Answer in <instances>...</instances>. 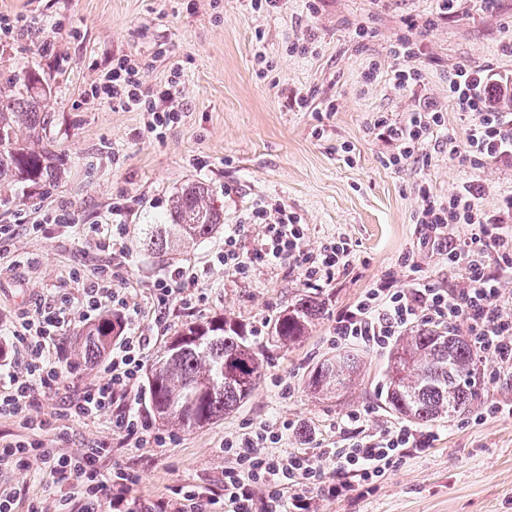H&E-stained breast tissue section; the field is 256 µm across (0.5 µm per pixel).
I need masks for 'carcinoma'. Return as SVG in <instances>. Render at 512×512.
<instances>
[{
	"label": "carcinoma",
	"instance_id": "carcinoma-1",
	"mask_svg": "<svg viewBox=\"0 0 512 512\" xmlns=\"http://www.w3.org/2000/svg\"><path fill=\"white\" fill-rule=\"evenodd\" d=\"M40 80L29 72L0 90V187L19 194L28 183L55 178L44 145L51 121L45 111ZM224 223V210L213 190L191 182L170 199L150 244L165 253L171 244L185 246L213 237ZM321 303L306 295L282 310L269 324V335L286 346L300 340L321 316ZM116 334L104 316L82 330L78 355L89 362L106 352ZM476 354L468 339L448 329L419 327L400 338L385 375L386 405L416 424L444 421L471 408L478 399ZM358 355L345 351L316 365L309 387L342 390L360 370ZM263 360L239 321L219 315L190 322L157 356L147 380L154 413L178 427L202 428L236 410L257 389Z\"/></svg>",
	"mask_w": 512,
	"mask_h": 512
}]
</instances>
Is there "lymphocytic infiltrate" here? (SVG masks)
Segmentation results:
<instances>
[{
    "instance_id": "lymphocytic-infiltrate-1",
    "label": "lymphocytic infiltrate",
    "mask_w": 512,
    "mask_h": 512,
    "mask_svg": "<svg viewBox=\"0 0 512 512\" xmlns=\"http://www.w3.org/2000/svg\"><path fill=\"white\" fill-rule=\"evenodd\" d=\"M142 85L138 65L119 57L91 85L89 94L149 113L150 129L173 122L179 112L173 92L147 94ZM511 86L508 79L495 78L489 65L461 63L449 73L448 103L467 117L468 124L464 139L451 135L440 141L461 166L476 171L487 162L512 159V112L493 96L494 89ZM446 123L444 110L429 104L400 120L377 114L373 130L395 147L384 165L401 172L427 163L428 146L439 139ZM483 192L473 180L445 200L429 188L418 190L422 242L439 248L449 267L463 271V287L450 290L427 277L417 278L409 288L377 283L337 315V343L357 341L383 348L419 323L435 328L462 325L476 353L490 355V378L512 377V317L502 312L503 305L512 302V293L501 287L502 277L512 275V233L499 216L481 208ZM461 225L468 235L458 239L454 229ZM257 229L262 232L259 249L243 252V241ZM492 251L500 267L496 273L488 263ZM350 256L351 246L344 240L325 243L315 255H306L303 227L294 216L284 212L272 220L266 210L257 208L225 237L221 259L225 268L243 278L254 262L272 260L301 268L306 280L312 281L347 267ZM121 282L119 274L98 270L80 297L46 300L0 323V418L35 428L31 409L41 398L64 388L66 376L79 370L77 364L64 360L65 331L73 320L91 321L108 310L122 335L106 360L103 380L85 386L68 403L65 415L76 421L105 422L134 448L157 441L153 420L142 411L135 393L151 339L132 332L135 311ZM360 420V415H349L339 427L340 441L332 448L317 444L303 450L281 448L283 437L294 428L287 421L259 425L226 442L230 463L224 468V492L219 496L178 485L168 496L134 501L135 470L127 466L101 470L102 459L112 452L106 442L70 456L60 453L53 442L15 439L0 445V470L22 475L36 460L58 483L73 485L72 495L59 499L54 512H99L103 506L108 512H318L320 500L347 496L358 487L372 488L409 449H424L431 438L429 431L401 423L369 433L360 427Z\"/></svg>"
}]
</instances>
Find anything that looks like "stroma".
Here are the masks:
<instances>
[{"instance_id": "1", "label": "stroma", "mask_w": 512, "mask_h": 512, "mask_svg": "<svg viewBox=\"0 0 512 512\" xmlns=\"http://www.w3.org/2000/svg\"><path fill=\"white\" fill-rule=\"evenodd\" d=\"M434 9V0H278L257 11L251 0H0V15L23 21L12 38L0 40V85L24 70L39 77L60 172L0 206V224L17 227L0 249V316L41 299L78 296L81 276L110 267L120 270L154 350L184 324L225 314L246 324L264 351L261 382L238 409L200 429L156 424L162 443L139 449L107 423L62 417L64 396L42 400L31 415L66 432L62 453L77 455L108 439L112 454L102 468L137 470L136 497L162 496L181 484L220 493L224 444L250 427L288 419L329 446L347 415L360 414L369 431L397 422L381 396L389 350L357 344L365 367L356 385L327 396L309 390L311 369L339 350L337 314L375 282L404 288L417 271L444 287H462L461 272L444 255L419 245L418 186L444 198L476 177L484 186L481 208L495 214L512 197L511 162L492 161L472 174L435 149L427 164L398 173L382 162L391 145L367 130L375 113L398 118L429 101L447 109L449 131L464 138L466 119L447 108L449 71L466 61L512 76V56L502 52L512 38V0L488 7L457 0L448 19L430 28ZM405 37L417 45L425 80L403 90L389 73L390 48ZM122 56L138 63L148 92L179 70L183 107L162 134L148 132L143 113L89 96L92 82ZM344 144L353 148L352 162L338 152ZM192 181L213 189L224 209L222 231L156 254L145 244L148 229L171 195ZM131 198L138 205L124 217L120 251L110 247L109 234L92 240L69 224L29 230L61 206L96 224ZM258 206L297 217L307 251L346 239L348 268L313 287L301 269L284 263H257L245 279L225 269L216 259L225 233ZM188 267L198 273L197 287L190 300L171 303L166 327L157 328L151 284ZM305 294L323 301L322 317L291 347L268 343L266 323ZM476 383L473 410L433 425L428 449L408 451L371 489L321 501L319 512H512V415L475 418L489 403L512 401V378L480 374ZM4 490L41 494L45 512L65 492L36 464L24 475L0 471Z\"/></svg>"}]
</instances>
